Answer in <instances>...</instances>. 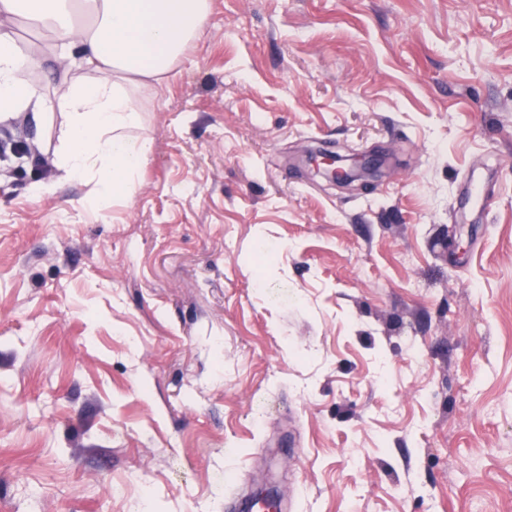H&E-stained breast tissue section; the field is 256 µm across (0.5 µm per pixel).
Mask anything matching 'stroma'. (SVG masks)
Segmentation results:
<instances>
[{
	"mask_svg": "<svg viewBox=\"0 0 512 512\" xmlns=\"http://www.w3.org/2000/svg\"><path fill=\"white\" fill-rule=\"evenodd\" d=\"M135 100L106 211L0 164V512H512V0H210ZM386 159L387 154L379 151L342 155L333 150L317 149L307 152L305 163L314 174L337 186L367 188L380 175Z\"/></svg>",
	"mask_w": 512,
	"mask_h": 512,
	"instance_id": "obj_1",
	"label": "stroma"
}]
</instances>
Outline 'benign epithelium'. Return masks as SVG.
Returning <instances> with one entry per match:
<instances>
[{
  "label": "benign epithelium",
  "instance_id": "obj_1",
  "mask_svg": "<svg viewBox=\"0 0 512 512\" xmlns=\"http://www.w3.org/2000/svg\"><path fill=\"white\" fill-rule=\"evenodd\" d=\"M386 159L387 154L379 151L342 155L333 150L317 149L307 152L305 163L313 173L338 186L356 184L366 188L380 175Z\"/></svg>",
  "mask_w": 512,
  "mask_h": 512
}]
</instances>
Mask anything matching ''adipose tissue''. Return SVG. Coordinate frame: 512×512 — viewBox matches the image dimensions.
<instances>
[{"mask_svg": "<svg viewBox=\"0 0 512 512\" xmlns=\"http://www.w3.org/2000/svg\"><path fill=\"white\" fill-rule=\"evenodd\" d=\"M209 0H0V21L22 17L49 30L59 50L78 45L77 60L53 96L25 79L31 58L0 31V122L31 113L39 137L54 141V164L71 182L95 180L99 210L112 196H133L151 142L130 136L141 114L132 93L151 88L202 31ZM60 114L58 131L48 125Z\"/></svg>", "mask_w": 512, "mask_h": 512, "instance_id": "obj_1", "label": "adipose tissue"}]
</instances>
